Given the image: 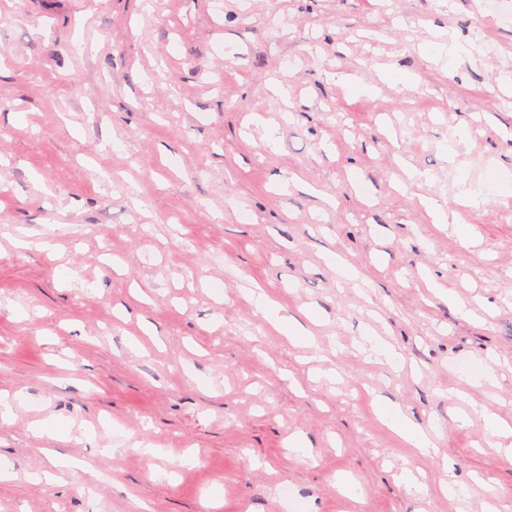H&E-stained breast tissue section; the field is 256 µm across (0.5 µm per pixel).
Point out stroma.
<instances>
[{"label":"stroma","mask_w":512,"mask_h":512,"mask_svg":"<svg viewBox=\"0 0 512 512\" xmlns=\"http://www.w3.org/2000/svg\"><path fill=\"white\" fill-rule=\"evenodd\" d=\"M451 33L463 63L433 54ZM511 79L512 0H0V512H456L445 480L467 512H512V436L448 397L493 359L469 393L512 425V198L460 210L465 240L418 202L453 210L460 178L512 172ZM400 157L426 181L401 190ZM286 171L309 191L281 193ZM254 282L313 310L312 346L256 315ZM370 333L402 367L359 352ZM50 448L92 475L45 480ZM376 406L381 422L401 440L410 444L413 448H417L422 455H429L431 450L435 454L437 453L434 441L399 404L376 398Z\"/></svg>","instance_id":"35a3bbf8"}]
</instances>
